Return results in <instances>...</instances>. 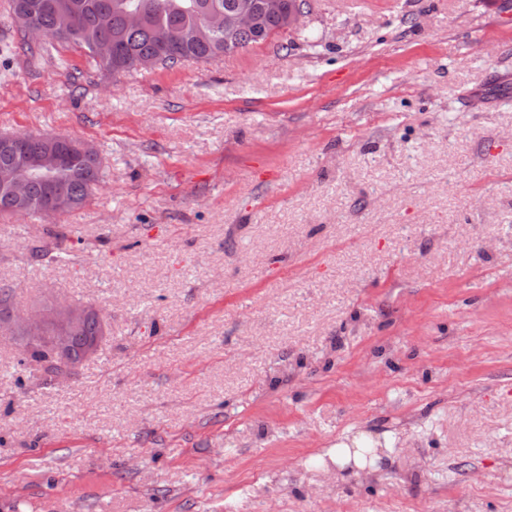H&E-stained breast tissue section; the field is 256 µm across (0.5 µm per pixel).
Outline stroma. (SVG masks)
Masks as SVG:
<instances>
[{
  "label": "stroma",
  "instance_id": "stroma-1",
  "mask_svg": "<svg viewBox=\"0 0 512 512\" xmlns=\"http://www.w3.org/2000/svg\"><path fill=\"white\" fill-rule=\"evenodd\" d=\"M11 5L0 134L91 142L104 178L0 217V288L108 329L21 389L0 332V512H512V0H306L115 77L23 52ZM360 436L379 479L336 475Z\"/></svg>",
  "mask_w": 512,
  "mask_h": 512
}]
</instances>
